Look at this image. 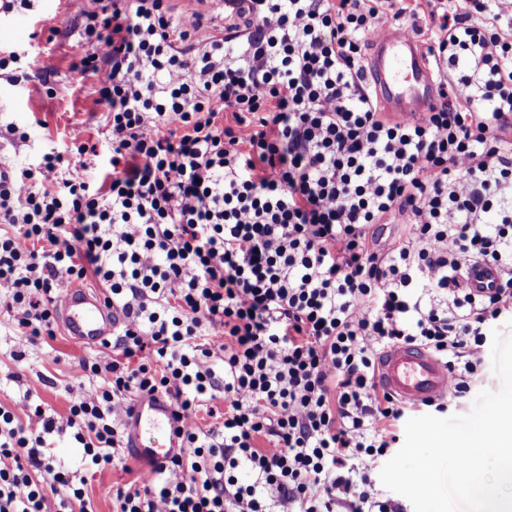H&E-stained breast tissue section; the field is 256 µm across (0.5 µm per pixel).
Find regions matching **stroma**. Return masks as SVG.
Instances as JSON below:
<instances>
[{
    "instance_id": "35a3bbf8",
    "label": "stroma",
    "mask_w": 512,
    "mask_h": 512,
    "mask_svg": "<svg viewBox=\"0 0 512 512\" xmlns=\"http://www.w3.org/2000/svg\"><path fill=\"white\" fill-rule=\"evenodd\" d=\"M79 22L70 0H34L32 9L0 11V50L18 51L20 63L0 70V162L10 166L37 163L44 153H68L81 143L105 149L108 139L106 114L98 102L96 77L81 74L78 65L90 47L81 41ZM52 59L56 72L43 78L40 63ZM27 134L12 140L8 127ZM24 360H16V353ZM74 352L65 335L32 352L6 309L0 307V403L10 406L23 395L48 413L66 416L70 401L80 391L74 378ZM482 372L462 397H449L447 415L467 414L476 395L501 386L492 369L491 351L483 349ZM147 462L135 459L130 471L122 468L85 470V491L96 512H113L117 489L128 487Z\"/></svg>"
}]
</instances>
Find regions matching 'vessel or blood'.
I'll list each match as a JSON object with an SVG mask.
<instances>
[{
  "mask_svg": "<svg viewBox=\"0 0 512 512\" xmlns=\"http://www.w3.org/2000/svg\"><path fill=\"white\" fill-rule=\"evenodd\" d=\"M365 72L386 111L418 116L429 111L437 96V84L417 36L408 32L381 33L371 39ZM499 282L494 267L479 262L463 273L462 283L472 292L495 287ZM60 323L74 346L94 348L112 335L119 313L105 294L81 286L63 288L59 298ZM377 381L402 402L419 405L447 397V365L425 349L397 345L382 351L377 361ZM124 423L139 458L162 465L179 446L180 421L176 409L165 399L137 398ZM160 430L163 441L150 438Z\"/></svg>",
  "mask_w": 512,
  "mask_h": 512,
  "instance_id": "1",
  "label": "vessel or blood"
}]
</instances>
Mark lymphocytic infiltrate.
Here are the masks:
<instances>
[{"label":"lymphocytic infiltrate","mask_w":512,"mask_h":512,"mask_svg":"<svg viewBox=\"0 0 512 512\" xmlns=\"http://www.w3.org/2000/svg\"><path fill=\"white\" fill-rule=\"evenodd\" d=\"M422 8L444 75L431 110L404 118L383 111L364 50ZM247 14V35L202 44L191 6L77 10L108 164L77 179L98 154L83 144L0 180V288L34 346L55 336L61 289L89 278L123 321L111 350L79 357L96 384L65 417L0 407V512H95L51 447L66 434L82 463L125 466L123 417L145 395L175 405L180 446L114 512H397L351 465L377 462L414 411L378 385L379 353L426 348L457 396L485 324L512 319V0ZM479 260L499 272L488 296L461 283Z\"/></svg>","instance_id":"obj_1"}]
</instances>
